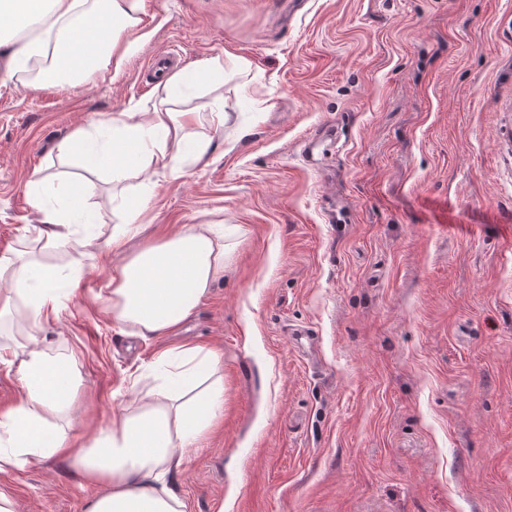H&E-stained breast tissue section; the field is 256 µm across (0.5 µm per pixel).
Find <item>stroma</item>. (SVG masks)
<instances>
[{"label": "stroma", "mask_w": 512, "mask_h": 512, "mask_svg": "<svg viewBox=\"0 0 512 512\" xmlns=\"http://www.w3.org/2000/svg\"><path fill=\"white\" fill-rule=\"evenodd\" d=\"M140 19L120 71L0 79L6 254L39 221L33 173L79 170L58 142H107L113 118L151 111L155 55L224 61L223 83L177 100L208 163L96 174L95 238L50 255L69 299L41 333L80 374L74 422L110 423L164 351L200 347L221 360L224 411L169 477L184 512H512V0H143ZM325 126L340 147L313 169L301 143ZM119 192L151 198L130 249L191 224L232 246L193 313L149 340L103 303ZM1 491L17 512H83L100 488L53 457L0 473Z\"/></svg>", "instance_id": "35a3bbf8"}]
</instances>
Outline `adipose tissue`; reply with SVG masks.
<instances>
[{
    "label": "adipose tissue",
    "instance_id": "1",
    "mask_svg": "<svg viewBox=\"0 0 512 512\" xmlns=\"http://www.w3.org/2000/svg\"><path fill=\"white\" fill-rule=\"evenodd\" d=\"M141 5L142 0H0V77L21 76L34 61L62 87L110 65L121 68L139 42ZM223 75L216 62L173 73L162 84L165 103L149 112L121 113L112 121L110 142L93 146L84 130L62 140L59 155L79 159L84 168L65 182L69 214L59 215L34 195L42 219L25 227L24 237L47 250L68 244L97 190L91 172L107 169L120 182L152 168L176 174L187 161L206 160L211 143L192 135L194 113L175 111L166 102L185 87L210 85ZM148 202L142 196L127 203L123 223L113 225L105 242L125 259L112 270L104 302L116 323L145 340L191 315L223 276L228 253L220 224H194L128 252L129 241L143 230L139 218ZM61 274L34 253L0 256V331L16 338L0 363L14 370L22 389L18 401L0 413V472L64 457L83 480L103 488L85 512H184L166 476L179 465V450L195 446L224 408L218 356L194 348L163 354L151 370V391L110 424L78 430L71 418L80 387L76 367L39 334L43 320L63 306L54 288Z\"/></svg>",
    "mask_w": 512,
    "mask_h": 512
}]
</instances>
